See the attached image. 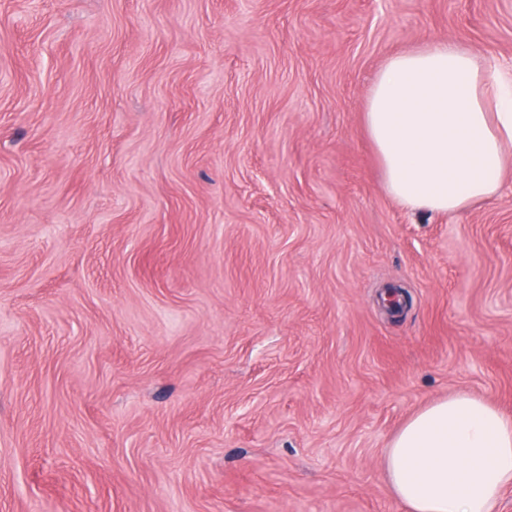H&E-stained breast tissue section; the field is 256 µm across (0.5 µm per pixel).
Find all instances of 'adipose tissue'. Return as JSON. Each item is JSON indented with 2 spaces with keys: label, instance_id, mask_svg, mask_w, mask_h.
Listing matches in <instances>:
<instances>
[{
  "label": "adipose tissue",
  "instance_id": "ef3b65f1",
  "mask_svg": "<svg viewBox=\"0 0 512 512\" xmlns=\"http://www.w3.org/2000/svg\"><path fill=\"white\" fill-rule=\"evenodd\" d=\"M363 118L387 193L411 212L488 201L512 166V77L457 39L391 56ZM383 465L404 512H500L512 487V416L451 394L404 422Z\"/></svg>",
  "mask_w": 512,
  "mask_h": 512
}]
</instances>
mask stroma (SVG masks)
Returning a JSON list of instances; mask_svg holds the SVG:
<instances>
[{"instance_id":"1","label":"stroma","mask_w":512,"mask_h":512,"mask_svg":"<svg viewBox=\"0 0 512 512\" xmlns=\"http://www.w3.org/2000/svg\"><path fill=\"white\" fill-rule=\"evenodd\" d=\"M448 38L512 0H0V512H403L408 417L512 414V167L407 212L364 128Z\"/></svg>"}]
</instances>
